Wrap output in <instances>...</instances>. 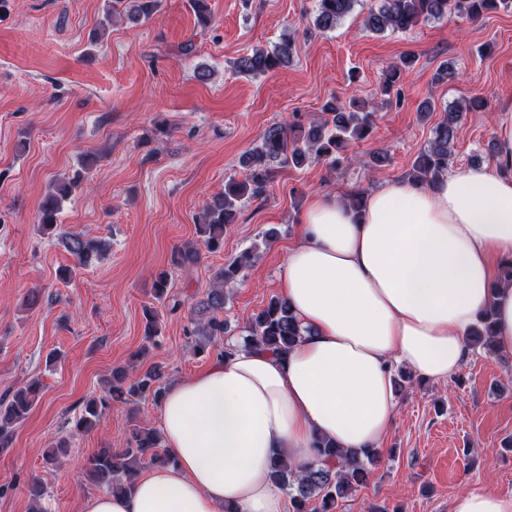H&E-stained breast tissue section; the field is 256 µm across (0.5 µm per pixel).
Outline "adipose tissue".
Returning <instances> with one entry per match:
<instances>
[{
    "label": "adipose tissue",
    "instance_id": "obj_1",
    "mask_svg": "<svg viewBox=\"0 0 512 512\" xmlns=\"http://www.w3.org/2000/svg\"><path fill=\"white\" fill-rule=\"evenodd\" d=\"M496 166L417 184L391 181L360 208L320 195L288 250L282 295L304 330L285 356L233 344L229 356L172 381L159 402L176 459L131 493L87 496L82 512H285L273 458L304 466L316 438L348 451L380 448L398 410L393 378L446 380L467 360L487 308L512 354V104L495 114ZM448 512H512V496L455 495Z\"/></svg>",
    "mask_w": 512,
    "mask_h": 512
}]
</instances>
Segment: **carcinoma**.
Returning <instances> with one entry per match:
<instances>
[{"instance_id":"carcinoma-1","label":"carcinoma","mask_w":512,"mask_h":512,"mask_svg":"<svg viewBox=\"0 0 512 512\" xmlns=\"http://www.w3.org/2000/svg\"><path fill=\"white\" fill-rule=\"evenodd\" d=\"M359 0H315L313 26L321 32L332 30L350 14ZM161 0H108L106 12L114 18H125L132 26L145 23L157 16ZM512 8V0H380L364 18L365 27L374 33L407 31L421 22L439 20L451 14L472 22L484 14ZM197 24L206 28L212 23L209 0H191ZM294 50V41L287 36L273 49H255L235 61L238 73L259 77L288 66ZM415 57L405 55L390 65L383 73L380 94L387 98L401 99L403 89L400 79L413 67ZM487 107L484 98L471 100L470 106L451 105L443 109V117L434 128L433 138L414 161L408 178L422 183L448 174L458 124L463 112ZM373 113L362 112L355 101L341 102L334 98L327 102L321 115L314 118L308 128L294 120L287 125H277L266 130L261 142L242 158L246 169L245 179L233 178L224 183V191L214 195L196 217V232L210 251L224 245V231L234 223L242 201L259 199L267 191L276 167L290 164L299 167L310 159L324 160L331 166L351 161L343 156L345 147L352 140L367 138L373 129ZM74 183H64L56 194L45 198L39 209L38 231L50 235L57 229L59 200L68 196ZM64 247L75 258L76 266L85 267L92 259L104 256L106 244L88 239L80 233L65 235ZM257 255L252 248L224 264L217 279L209 287L204 301V317L198 319L187 331L201 341L204 349L220 340L228 330L224 320V286L235 281L242 270ZM201 262V253L194 244H184L174 251L172 265L183 273H190ZM168 271L159 272L153 282V294L161 300L169 293ZM492 313L481 316L479 326L470 334L471 348H491L489 337ZM244 341L253 343L277 355H286L303 336L300 322L288 301L281 296L270 298L268 304L251 320ZM161 367L155 365L140 373L133 367H116L110 372L104 395L92 398L85 404L84 413L76 420L74 430L83 431L97 425L104 411L113 403H130L148 397L159 400L162 394ZM39 394V385L32 382L0 398V452L13 439L14 426L25 420ZM381 452L367 451L361 455L345 451L330 440L319 438L313 445V459L298 471L284 461L271 464V481L287 491L292 512H336L337 500L348 491L364 483L368 466L378 462ZM175 458L162 447L159 432L153 428L134 425L127 448L114 452L100 450L87 461V467L98 484L111 493L133 490L144 466L170 465Z\"/></svg>"}]
</instances>
